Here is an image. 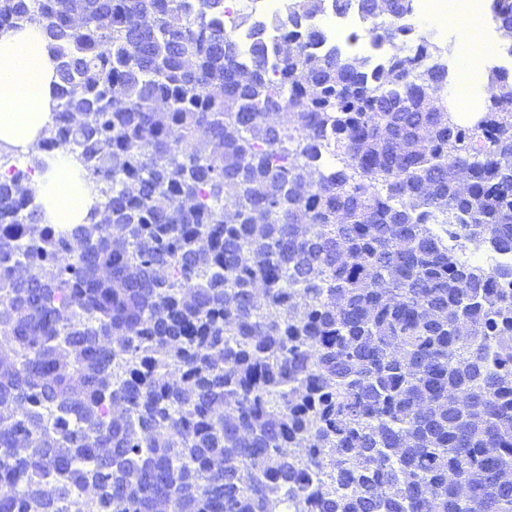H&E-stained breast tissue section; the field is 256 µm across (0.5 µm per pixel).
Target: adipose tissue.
I'll return each mask as SVG.
<instances>
[{
  "label": "adipose tissue",
  "mask_w": 512,
  "mask_h": 512,
  "mask_svg": "<svg viewBox=\"0 0 512 512\" xmlns=\"http://www.w3.org/2000/svg\"><path fill=\"white\" fill-rule=\"evenodd\" d=\"M53 65L40 29L25 26L0 32V154L34 149L50 123ZM32 186L46 224H83L97 195L80 165L64 150L46 157Z\"/></svg>",
  "instance_id": "adipose-tissue-1"
}]
</instances>
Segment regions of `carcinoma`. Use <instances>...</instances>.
I'll return each instance as SVG.
<instances>
[{
  "mask_svg": "<svg viewBox=\"0 0 512 512\" xmlns=\"http://www.w3.org/2000/svg\"><path fill=\"white\" fill-rule=\"evenodd\" d=\"M335 3L383 63L314 50L322 0L273 55L224 0H0L59 79L37 150L100 196L57 237L39 155L0 180V512H512V267L433 228L512 252V74L450 123L413 0ZM413 4L414 8L410 15L399 24L405 31L401 42L405 46H411L418 39H427L434 32L444 31L433 22L432 14L428 12L422 0H415Z\"/></svg>",
  "mask_w": 512,
  "mask_h": 512,
  "instance_id": "obj_1",
  "label": "carcinoma"
}]
</instances>
